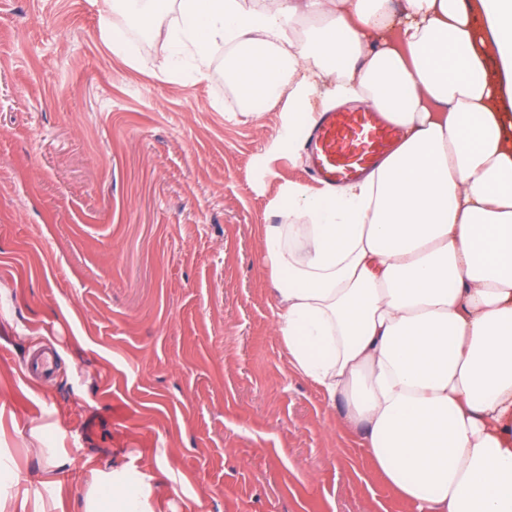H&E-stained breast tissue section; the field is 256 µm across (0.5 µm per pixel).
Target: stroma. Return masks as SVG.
<instances>
[{
  "label": "stroma",
  "mask_w": 512,
  "mask_h": 512,
  "mask_svg": "<svg viewBox=\"0 0 512 512\" xmlns=\"http://www.w3.org/2000/svg\"><path fill=\"white\" fill-rule=\"evenodd\" d=\"M135 40L112 53L97 0H0V498L77 512L112 467L166 512H411L275 333L258 227L310 185L270 151L280 107L237 112L220 53L162 80L167 42ZM41 346L56 374L24 382Z\"/></svg>",
  "instance_id": "stroma-1"
}]
</instances>
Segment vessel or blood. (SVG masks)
Returning a JSON list of instances; mask_svg holds the SVG:
<instances>
[{
    "mask_svg": "<svg viewBox=\"0 0 512 512\" xmlns=\"http://www.w3.org/2000/svg\"><path fill=\"white\" fill-rule=\"evenodd\" d=\"M399 138V128L376 110L325 112L304 136L309 175L328 185L359 180L392 153ZM55 371V352L42 347L25 360L21 378L47 381Z\"/></svg>",
    "mask_w": 512,
    "mask_h": 512,
    "instance_id": "obj_1",
    "label": "vessel or blood"
}]
</instances>
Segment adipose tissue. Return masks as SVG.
<instances>
[{
    "label": "adipose tissue",
    "mask_w": 512,
    "mask_h": 512,
    "mask_svg": "<svg viewBox=\"0 0 512 512\" xmlns=\"http://www.w3.org/2000/svg\"><path fill=\"white\" fill-rule=\"evenodd\" d=\"M106 0L131 60L164 28L165 77L224 52L239 112L281 104L272 151L356 102L403 131L366 179L285 187L260 242L275 330L371 471L416 512H512V0ZM126 469L80 512H156Z\"/></svg>",
    "instance_id": "obj_1"
}]
</instances>
